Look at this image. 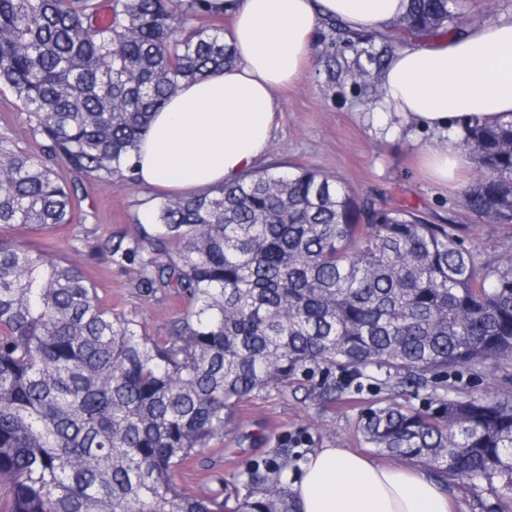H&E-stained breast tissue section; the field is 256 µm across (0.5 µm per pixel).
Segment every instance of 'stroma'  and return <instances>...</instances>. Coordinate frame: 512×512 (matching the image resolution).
Listing matches in <instances>:
<instances>
[{
	"instance_id": "stroma-1",
	"label": "stroma",
	"mask_w": 512,
	"mask_h": 512,
	"mask_svg": "<svg viewBox=\"0 0 512 512\" xmlns=\"http://www.w3.org/2000/svg\"><path fill=\"white\" fill-rule=\"evenodd\" d=\"M458 12L465 27L512 20V0H459ZM400 45L391 36L321 24L305 73L280 94L281 110L260 168L281 175L319 170L335 177L356 199L413 210L456 234L482 259L512 263V224L477 217L459 203L462 190L480 176L476 163H468L459 182H437L421 157L426 146L441 140V133L401 125L388 113L378 79ZM0 136L10 137L19 149L36 148L25 113L8 92L0 94ZM54 168L76 198L74 223L41 231L16 228L10 237L74 262L107 308L139 322L149 336L166 338L187 299L172 291L143 292L138 265L104 258L96 246L109 236L128 240L152 231L153 212L168 191L120 176L101 182L61 162ZM450 385L512 399V369L491 363ZM306 387L303 381L274 387L241 403L237 431L195 453L176 471V482L188 492L211 494L246 460L271 454L296 431L307 433L313 447L352 448L386 463V456L376 455L358 428L359 416L385 399V392L363 389L321 404L306 397Z\"/></svg>"
}]
</instances>
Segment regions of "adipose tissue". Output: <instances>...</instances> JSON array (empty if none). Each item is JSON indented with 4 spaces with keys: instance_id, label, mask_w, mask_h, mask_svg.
Returning <instances> with one entry per match:
<instances>
[{
    "instance_id": "adipose-tissue-1",
    "label": "adipose tissue",
    "mask_w": 512,
    "mask_h": 512,
    "mask_svg": "<svg viewBox=\"0 0 512 512\" xmlns=\"http://www.w3.org/2000/svg\"><path fill=\"white\" fill-rule=\"evenodd\" d=\"M228 14L224 37L234 66L181 84L159 112L133 158L147 186L181 197L232 183L256 167L281 110L280 89L294 83L322 19L352 32L389 33L408 0H212ZM383 101L402 123L447 132L425 150L441 182L457 180L464 154L455 123L512 122V22L468 28L435 44L398 48L381 75ZM300 512H450L448 496L425 473L393 467L348 448H319L293 484Z\"/></svg>"
}]
</instances>
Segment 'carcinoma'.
<instances>
[{"instance_id":"obj_1","label":"carcinoma","mask_w":512,"mask_h":512,"mask_svg":"<svg viewBox=\"0 0 512 512\" xmlns=\"http://www.w3.org/2000/svg\"><path fill=\"white\" fill-rule=\"evenodd\" d=\"M454 0H409L413 38L458 30ZM210 0H0V92L37 151L0 137V226L74 221L48 162L109 182L180 83L231 65ZM481 177L472 214L512 224V122L467 126ZM97 252L138 264L147 294L187 298L170 336L103 307L66 259L0 237V476L11 512H298L284 447L250 459L215 496L174 472L224 438L238 404L320 375L308 396L364 387L366 443L512 504V399L448 378L512 364V264L481 259L439 224L357 201L331 177L267 171L155 212V231ZM164 254L161 262L156 255ZM422 400V406L412 404Z\"/></svg>"}]
</instances>
